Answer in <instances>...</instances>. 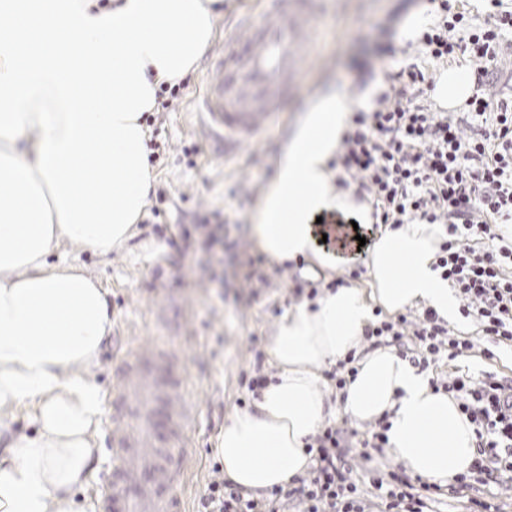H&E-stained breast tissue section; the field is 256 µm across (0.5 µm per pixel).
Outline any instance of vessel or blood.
<instances>
[{
	"label": "vessel or blood",
	"mask_w": 512,
	"mask_h": 512,
	"mask_svg": "<svg viewBox=\"0 0 512 512\" xmlns=\"http://www.w3.org/2000/svg\"><path fill=\"white\" fill-rule=\"evenodd\" d=\"M314 0H262L238 17L233 34L211 54L206 87L195 103L208 138L232 154L258 140L295 84L299 47L315 35ZM175 354L133 347L112 393L102 512H187L190 434L200 407Z\"/></svg>",
	"instance_id": "b4317fda"
}]
</instances>
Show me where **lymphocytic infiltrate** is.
<instances>
[{
  "instance_id": "f902f5d3",
  "label": "lymphocytic infiltrate",
  "mask_w": 512,
  "mask_h": 512,
  "mask_svg": "<svg viewBox=\"0 0 512 512\" xmlns=\"http://www.w3.org/2000/svg\"><path fill=\"white\" fill-rule=\"evenodd\" d=\"M439 9L442 23L422 41L435 60L457 50L470 55L478 92L468 100L467 112L452 118L415 105L403 90L383 93L372 115L355 117L336 163L358 191L370 195L381 223L446 221L448 238L437 265L464 301L462 316L480 321L487 341L483 354L492 359L498 347L512 346V243L498 230L512 220V102L488 93L487 77L503 40L512 36V12L455 41L450 34L463 25L464 15L452 0H439ZM465 127L471 137L462 136ZM364 335L391 339L424 362L443 350L449 360L463 362L475 347L469 338L450 335L430 309L368 325ZM442 388L476 426L472 473L484 485L502 482L512 474V380L493 372L478 378L458 373ZM307 452L314 467L300 486L274 487L270 499L261 502L215 480L202 499L203 512H288L295 501L303 512H365L342 429L326 427ZM369 482L379 512H435L432 483L401 470L373 473Z\"/></svg>"
}]
</instances>
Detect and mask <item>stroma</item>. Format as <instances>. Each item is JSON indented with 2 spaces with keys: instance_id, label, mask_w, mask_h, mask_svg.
Segmentation results:
<instances>
[{
  "instance_id": "35a3bbf8",
  "label": "stroma",
  "mask_w": 512,
  "mask_h": 512,
  "mask_svg": "<svg viewBox=\"0 0 512 512\" xmlns=\"http://www.w3.org/2000/svg\"><path fill=\"white\" fill-rule=\"evenodd\" d=\"M314 42L303 43L296 88L267 125L263 138L225 157L216 154L193 112L205 88L197 63L167 112L148 125L155 149L153 189L143 219L125 247L101 257L66 245L51 261H75L108 291L112 332L90 374L109 400L128 348L166 346L193 386L201 414L191 440L195 467L187 490L190 512L214 477L215 440L224 419L255 397L248 380L266 354L280 319L311 288L364 284V266L309 276L285 273L251 241L253 206L274 173L275 158L308 98L334 88L349 101L375 82L415 65L435 81L443 66L424 63L420 45L403 41L399 29L424 0H317ZM110 420L96 438V474L79 499L97 512L104 477L112 468L107 449Z\"/></svg>"
}]
</instances>
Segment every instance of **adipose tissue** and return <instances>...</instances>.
Masks as SVG:
<instances>
[{"instance_id":"adipose-tissue-1","label":"adipose tissue","mask_w":512,"mask_h":512,"mask_svg":"<svg viewBox=\"0 0 512 512\" xmlns=\"http://www.w3.org/2000/svg\"><path fill=\"white\" fill-rule=\"evenodd\" d=\"M217 0H0V512H85L102 415L87 370L112 331L107 291L83 268L50 262L63 242L105 256L144 215L151 188L144 113L194 69L216 33ZM466 68L432 91L453 110L472 96ZM336 90L317 93L278 153L251 213L254 245L280 265L333 271L363 258L367 284L323 289L278 324V370L253 408L224 423L215 452L224 478L247 492L286 486L305 451L341 415L355 426L388 417L389 451L412 475L446 485L469 473L475 426L456 400L394 348H369L374 309H433L458 322V301L436 269L439 224L375 225L371 206L333 182L329 162L351 126ZM356 222L364 246L326 239L323 219ZM356 351L358 373L331 401L320 369ZM25 408L33 435L8 418Z\"/></svg>"}]
</instances>
